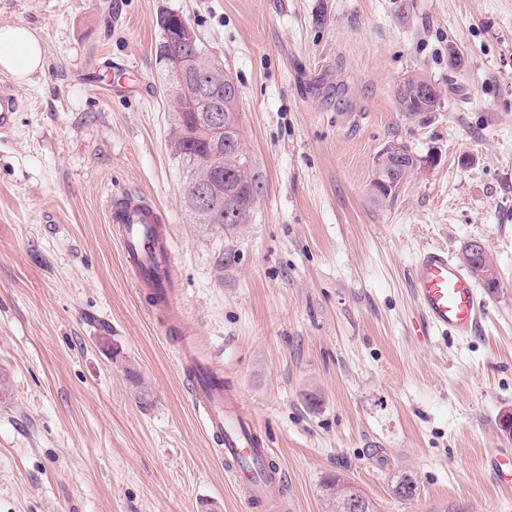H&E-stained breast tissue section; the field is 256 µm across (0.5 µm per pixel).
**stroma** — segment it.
I'll list each match as a JSON object with an SVG mask.
<instances>
[{
  "label": "stroma",
  "mask_w": 512,
  "mask_h": 512,
  "mask_svg": "<svg viewBox=\"0 0 512 512\" xmlns=\"http://www.w3.org/2000/svg\"><path fill=\"white\" fill-rule=\"evenodd\" d=\"M166 11L239 87L265 184L250 224L184 202ZM3 24L45 64L25 84L0 71L20 102L0 138V512H250L188 397L185 337L269 436L290 512H326L331 475L378 512H512L488 466L512 448V0H0ZM414 72L448 90L422 120L395 98ZM391 142L438 160L380 200ZM126 190L169 220L183 335L124 265L106 199ZM471 241L500 278L481 331L419 340L411 266ZM166 18V17H177L178 20L181 22V16L174 13V12H167V13H163L162 15H160L159 19H158V26H159V29H160V38H159V41L158 43L156 44V48H155V55H156V61L158 62V64L160 65L161 68H164V71H165V61L162 60L161 58L163 57V51L164 53H167V54H183L185 51L188 53L190 52L191 50V47H183L181 46L180 44H178L177 42L173 41V42H169L168 40L165 39V37L163 36V30L161 28V25H160V20L161 18Z\"/></svg>",
  "instance_id": "obj_1"
}]
</instances>
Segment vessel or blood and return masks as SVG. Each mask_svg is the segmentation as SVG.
I'll return each mask as SVG.
<instances>
[{
  "label": "vessel or blood",
  "mask_w": 512,
  "mask_h": 512,
  "mask_svg": "<svg viewBox=\"0 0 512 512\" xmlns=\"http://www.w3.org/2000/svg\"><path fill=\"white\" fill-rule=\"evenodd\" d=\"M19 105L16 96L0 90V134L12 130ZM122 256L135 287L146 290L152 306L167 320V332L179 333L181 313L175 301L178 279L162 210L136 192H127L110 207ZM411 286L419 316L418 338L453 334L465 338L481 325L484 300L473 273L455 261L447 248L423 250L413 268ZM178 359L189 381L190 398L203 429L217 443L224 472L244 500L261 512H281L284 471L269 455V439L241 401L224 384L223 372L183 341Z\"/></svg>",
  "instance_id": "b4317fda"
}]
</instances>
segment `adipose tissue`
I'll return each instance as SVG.
<instances>
[{"label": "adipose tissue", "mask_w": 512, "mask_h": 512, "mask_svg": "<svg viewBox=\"0 0 512 512\" xmlns=\"http://www.w3.org/2000/svg\"><path fill=\"white\" fill-rule=\"evenodd\" d=\"M44 47L37 35L23 25L0 26V70L11 74L17 82H25L42 69Z\"/></svg>", "instance_id": "1"}]
</instances>
